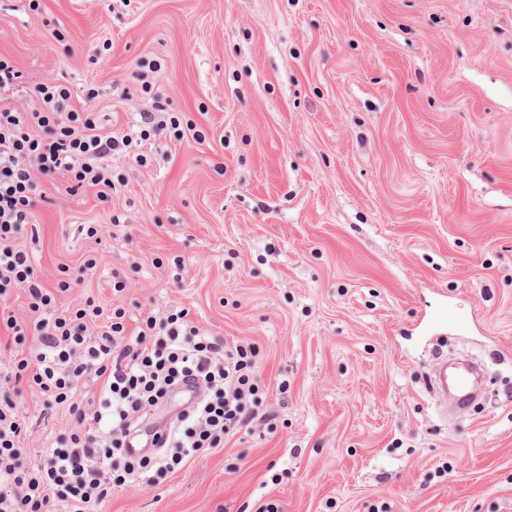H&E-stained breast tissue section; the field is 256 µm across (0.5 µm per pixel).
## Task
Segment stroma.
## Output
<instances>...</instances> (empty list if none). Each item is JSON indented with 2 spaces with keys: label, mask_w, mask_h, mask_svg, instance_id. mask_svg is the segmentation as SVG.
Wrapping results in <instances>:
<instances>
[{
  "label": "stroma",
  "mask_w": 512,
  "mask_h": 512,
  "mask_svg": "<svg viewBox=\"0 0 512 512\" xmlns=\"http://www.w3.org/2000/svg\"><path fill=\"white\" fill-rule=\"evenodd\" d=\"M0 56L2 106L44 83L103 135L191 124L114 161L110 201L37 178L17 242L59 310L254 344L272 414L97 512H512V0H0ZM442 305L468 329L420 335ZM446 354L485 369L448 415ZM18 414L30 469L73 421ZM429 387L432 393L442 402H448V362L441 360L434 367L429 377Z\"/></svg>",
  "instance_id": "35a3bbf8"
}]
</instances>
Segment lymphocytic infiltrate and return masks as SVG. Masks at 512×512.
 Listing matches in <instances>:
<instances>
[{
  "label": "lymphocytic infiltrate",
  "instance_id": "1",
  "mask_svg": "<svg viewBox=\"0 0 512 512\" xmlns=\"http://www.w3.org/2000/svg\"><path fill=\"white\" fill-rule=\"evenodd\" d=\"M69 97L66 87L40 83L27 107L0 108V297L22 293L34 314L26 325L2 315L0 325L16 344L36 339L31 355L0 367V512H56L61 503L68 512H92L113 487L157 485L167 473L223 447L258 415L253 347L210 336L186 310L147 317L131 336L122 310L108 316L91 300L72 313L54 310L29 254L15 243L33 221L34 174L64 173L78 188H112V156L160 127L155 113L145 111L138 136H102L92 113L63 110ZM35 127L40 136L32 135ZM89 377L102 382L95 405L79 391ZM25 386L46 405L66 406L75 423L32 470L22 463L16 402ZM178 391L183 407L153 434L155 450L128 457L133 430Z\"/></svg>",
  "mask_w": 512,
  "mask_h": 512
}]
</instances>
